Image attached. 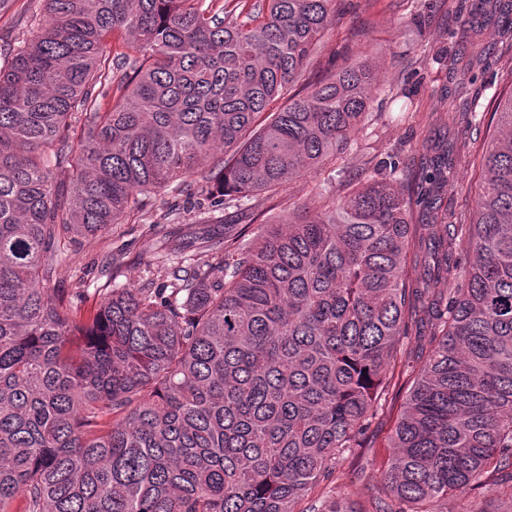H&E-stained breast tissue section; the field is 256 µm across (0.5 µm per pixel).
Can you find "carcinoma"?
Returning a JSON list of instances; mask_svg holds the SVG:
<instances>
[{"mask_svg":"<svg viewBox=\"0 0 512 512\" xmlns=\"http://www.w3.org/2000/svg\"><path fill=\"white\" fill-rule=\"evenodd\" d=\"M41 2L0 63V512H295L402 385L359 512L512 493V88L472 223H412L378 172L85 317L82 290L46 288L62 243L132 212L155 233L175 213L152 197L192 176L215 211L274 209L356 140L373 77L359 56L307 75L337 0ZM474 32L459 21L449 69ZM453 170L421 167L435 210ZM411 342L422 365L398 372Z\"/></svg>","mask_w":512,"mask_h":512,"instance_id":"obj_1","label":"carcinoma"}]
</instances>
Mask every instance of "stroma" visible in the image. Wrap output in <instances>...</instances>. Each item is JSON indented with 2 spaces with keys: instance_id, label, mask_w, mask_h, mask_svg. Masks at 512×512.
Masks as SVG:
<instances>
[{
  "instance_id": "stroma-1",
  "label": "stroma",
  "mask_w": 512,
  "mask_h": 512,
  "mask_svg": "<svg viewBox=\"0 0 512 512\" xmlns=\"http://www.w3.org/2000/svg\"><path fill=\"white\" fill-rule=\"evenodd\" d=\"M476 5L477 0H342V15L331 20L325 46L314 56L312 73L326 75L335 57L363 55L376 76L370 113L345 159L322 172L302 174L280 193L282 205L310 203L318 194L335 193L364 174L392 167L398 170V182L413 187L418 178L417 160L446 150L452 153L456 169L439 193L441 205L452 213L454 222H470L474 198L468 190L477 182L479 169L457 141L466 122L452 120L448 106L480 99L482 119L491 121L492 87L512 77V55L486 51L512 26V13L507 11L479 23L477 34L464 50L471 70L451 72L445 66V58L459 49L450 35L457 17L475 13ZM36 7L35 0H15L11 10L0 16L1 46L19 45L29 36ZM434 30L441 32V39H429ZM155 206L177 212L175 222L157 234H148L141 217L135 216L113 225L106 234L81 238L64 247L57 257L60 276L56 287L83 289L85 307L90 310L99 300L98 288L108 280L105 266L110 258L119 261L117 285L137 288L151 280L171 279L183 255L205 261L225 236L242 232L251 239L260 230L259 224L249 223L246 203L232 201L223 211H212L191 178L183 192L162 194ZM395 416V411L387 408L378 411L367 447L347 454L332 479L301 501L302 512H316L323 501L336 499L357 512L367 506L376 470L391 453L388 443ZM466 504L482 512H512V497L491 486L451 495L437 509L462 512Z\"/></svg>"
}]
</instances>
